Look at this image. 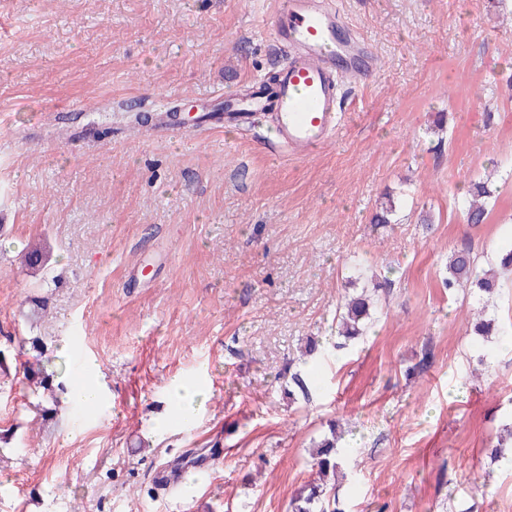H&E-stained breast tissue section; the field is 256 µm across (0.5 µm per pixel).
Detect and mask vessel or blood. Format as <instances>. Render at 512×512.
<instances>
[{
	"label": "vessel or blood",
	"mask_w": 512,
	"mask_h": 512,
	"mask_svg": "<svg viewBox=\"0 0 512 512\" xmlns=\"http://www.w3.org/2000/svg\"><path fill=\"white\" fill-rule=\"evenodd\" d=\"M349 22L333 0H278L273 34L286 58L276 80L259 86L255 100L224 101L227 118L243 121L269 113L276 147L288 156H315L341 127L340 81L374 70L373 55L344 37Z\"/></svg>",
	"instance_id": "1"
}]
</instances>
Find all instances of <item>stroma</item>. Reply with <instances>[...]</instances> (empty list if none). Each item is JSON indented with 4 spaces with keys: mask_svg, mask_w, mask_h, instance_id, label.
Masks as SVG:
<instances>
[{
    "mask_svg": "<svg viewBox=\"0 0 512 512\" xmlns=\"http://www.w3.org/2000/svg\"><path fill=\"white\" fill-rule=\"evenodd\" d=\"M342 7L377 69L294 159L260 115L130 123L277 72L274 0H0V512H290L334 421L345 512H512V452L489 454L512 423V285L487 304L443 284L454 250L483 271L512 246V0ZM386 195L395 221L372 223ZM373 271L378 317L334 349ZM483 309L504 335L472 333ZM91 359L108 403L34 395L30 366L69 385ZM175 378L205 385L187 422ZM165 465L193 495L157 484ZM491 194L492 191L488 188L485 182L480 180H473L470 182L465 200V213L468 223H484L487 214L484 199L491 197Z\"/></svg>",
    "mask_w": 512,
    "mask_h": 512,
    "instance_id": "stroma-1",
    "label": "stroma"
}]
</instances>
